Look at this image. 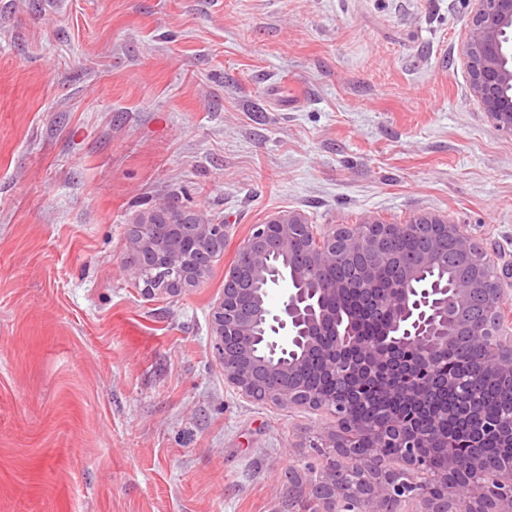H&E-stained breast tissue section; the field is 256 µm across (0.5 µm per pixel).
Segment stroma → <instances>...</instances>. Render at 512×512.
Returning <instances> with one entry per match:
<instances>
[{"label": "stroma", "mask_w": 512, "mask_h": 512, "mask_svg": "<svg viewBox=\"0 0 512 512\" xmlns=\"http://www.w3.org/2000/svg\"><path fill=\"white\" fill-rule=\"evenodd\" d=\"M472 10L0 0V512H307L334 420L227 382L224 272L288 211L434 213L512 260V130L471 93ZM165 206L224 223V252L148 299L121 259Z\"/></svg>", "instance_id": "obj_1"}]
</instances>
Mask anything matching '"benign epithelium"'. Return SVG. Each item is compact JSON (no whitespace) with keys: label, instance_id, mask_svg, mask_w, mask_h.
I'll return each mask as SVG.
<instances>
[{"label":"benign epithelium","instance_id":"7a95c632","mask_svg":"<svg viewBox=\"0 0 512 512\" xmlns=\"http://www.w3.org/2000/svg\"><path fill=\"white\" fill-rule=\"evenodd\" d=\"M474 12L463 45L471 91L483 111L512 129V0H473ZM169 218L136 220L123 264L141 292L178 295L203 281L224 246L225 225L204 217L193 221L163 207ZM400 231L417 236L421 250L412 264L399 266L396 286L375 288L377 266L391 260L388 242ZM453 245V288L421 282ZM245 260L224 275V295L213 313L215 349L227 381L242 395L285 408L327 411L336 419L321 447L327 463L309 484L316 512H404L416 500L418 512H512V463L486 468L482 442L508 430V421L487 423L471 434V460L477 471L460 468L448 439L427 427L431 394L458 391L438 377V353L455 346L469 358L487 361L486 374H512V309L504 303V279L512 262L499 268L466 231L435 214L410 224L376 220L317 230L299 213L288 212L254 227L238 245ZM339 268L343 278L324 287L325 273ZM285 290L279 308L269 305L274 288ZM355 292L367 316L390 311L384 337L364 339L336 320L330 299L315 295ZM314 363L338 389L327 394L300 375ZM372 380L409 399L407 417L384 415L385 424L353 416L362 400V382ZM397 451L401 467L388 464L386 448ZM425 448H444L448 467L428 488L412 479L425 471ZM343 458H352L346 466Z\"/></svg>","mask_w":512,"mask_h":512}]
</instances>
